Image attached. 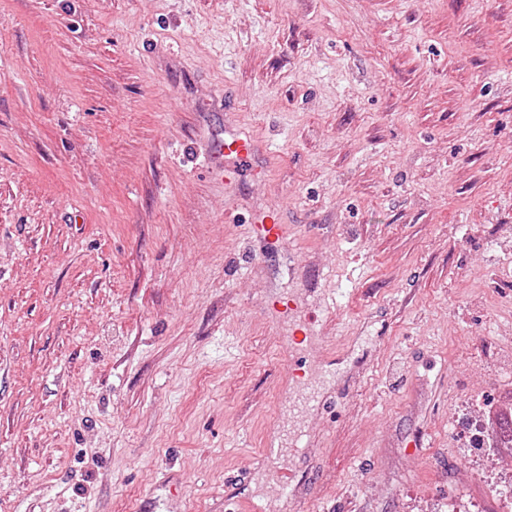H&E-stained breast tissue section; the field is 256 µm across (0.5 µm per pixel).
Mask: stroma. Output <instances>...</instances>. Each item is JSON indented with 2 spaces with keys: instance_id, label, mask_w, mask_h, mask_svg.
Listing matches in <instances>:
<instances>
[{
  "instance_id": "1",
  "label": "stroma",
  "mask_w": 512,
  "mask_h": 512,
  "mask_svg": "<svg viewBox=\"0 0 512 512\" xmlns=\"http://www.w3.org/2000/svg\"><path fill=\"white\" fill-rule=\"evenodd\" d=\"M317 272L371 367L290 499L268 307ZM511 407L512 0H0V512H512L469 425ZM229 115L225 114L227 119L224 123V134L219 150L223 152L224 159L232 162L231 167L227 169L224 167V185L231 190L233 182L241 176V172L258 178L262 176V171L255 165L256 156L261 150L260 144L255 138L241 132ZM250 230L254 237L262 239L270 247L285 244L287 234L279 216L273 211L257 209L250 219Z\"/></svg>"
}]
</instances>
